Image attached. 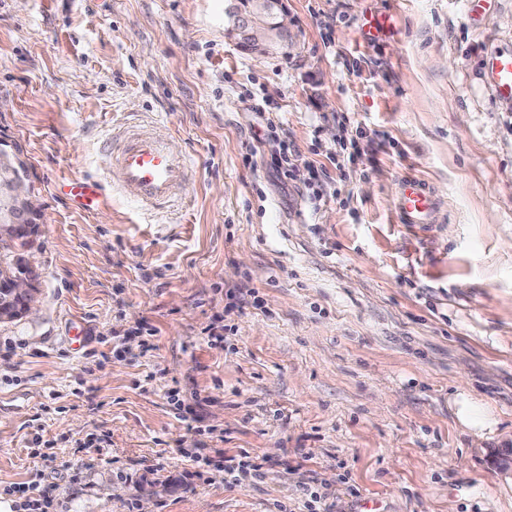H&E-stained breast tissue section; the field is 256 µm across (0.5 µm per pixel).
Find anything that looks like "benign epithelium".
Listing matches in <instances>:
<instances>
[{
  "mask_svg": "<svg viewBox=\"0 0 512 512\" xmlns=\"http://www.w3.org/2000/svg\"><path fill=\"white\" fill-rule=\"evenodd\" d=\"M230 2L228 13L233 15V23L229 35L246 52L267 57L279 40L293 35L285 0H251L246 6L240 0ZM5 169V175H0V198L7 201V206L0 209V239H9V231L17 226L34 236L40 228L41 211L28 181L26 163L14 154L11 161L5 162ZM0 279L9 288L7 299L0 300V320L31 315L39 292L36 270L30 267L20 274L3 264Z\"/></svg>",
  "mask_w": 512,
  "mask_h": 512,
  "instance_id": "benign-epithelium-1",
  "label": "benign epithelium"
}]
</instances>
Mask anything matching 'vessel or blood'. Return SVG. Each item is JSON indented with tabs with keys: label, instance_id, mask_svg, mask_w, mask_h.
Here are the masks:
<instances>
[{
	"label": "vessel or blood",
	"instance_id": "1",
	"mask_svg": "<svg viewBox=\"0 0 512 512\" xmlns=\"http://www.w3.org/2000/svg\"><path fill=\"white\" fill-rule=\"evenodd\" d=\"M490 74L500 99L512 103V54L493 57ZM108 158L119 174L121 188L152 207L167 204L183 189L190 168L187 155L171 151L165 139L149 131L125 137ZM69 193L89 212L104 203L103 186L96 181L71 183ZM435 205L426 183L414 178L401 182L396 209L403 223H427Z\"/></svg>",
	"mask_w": 512,
	"mask_h": 512
}]
</instances>
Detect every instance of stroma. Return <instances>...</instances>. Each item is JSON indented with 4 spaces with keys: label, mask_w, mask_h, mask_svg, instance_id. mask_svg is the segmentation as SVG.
<instances>
[{
    "label": "stroma",
    "mask_w": 512,
    "mask_h": 512,
    "mask_svg": "<svg viewBox=\"0 0 512 512\" xmlns=\"http://www.w3.org/2000/svg\"><path fill=\"white\" fill-rule=\"evenodd\" d=\"M287 6V53L259 59L227 0H0V148L41 209L37 312L0 322V512L32 483L58 512H277L308 485L328 512H512V104L488 70L512 0ZM140 126L189 155L179 198L63 193L114 179L102 145ZM406 177L434 223L401 222ZM462 392L492 428L460 424ZM203 442L264 481L228 484ZM69 194L85 211H95L105 202L103 186L97 181H77L68 185Z\"/></svg>",
    "instance_id": "35a3bbf8"
}]
</instances>
